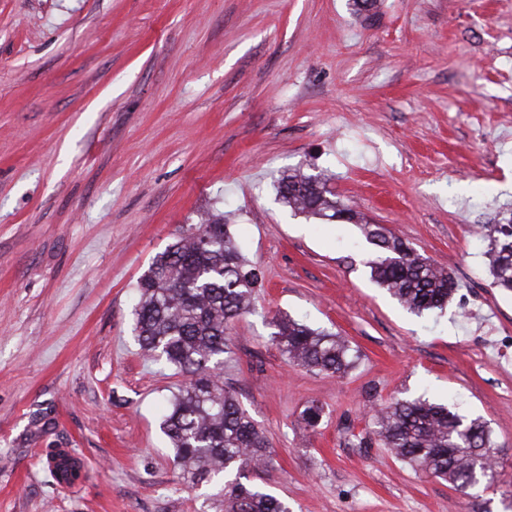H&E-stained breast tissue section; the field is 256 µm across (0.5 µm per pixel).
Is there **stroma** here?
<instances>
[{
	"label": "stroma",
	"instance_id": "stroma-1",
	"mask_svg": "<svg viewBox=\"0 0 512 512\" xmlns=\"http://www.w3.org/2000/svg\"><path fill=\"white\" fill-rule=\"evenodd\" d=\"M298 167L445 267L448 306L410 313L359 225L284 207ZM509 209L512 0H0V512H224L160 429L185 375L133 332L153 257L213 214L262 277L220 371L273 453L245 484L290 512H512V293L488 269ZM280 316L353 367L289 364ZM416 397L486 423L496 482L383 448L370 407ZM47 466L51 475L58 482L70 483L80 476V465L77 461L62 454L50 455Z\"/></svg>",
	"mask_w": 512,
	"mask_h": 512
}]
</instances>
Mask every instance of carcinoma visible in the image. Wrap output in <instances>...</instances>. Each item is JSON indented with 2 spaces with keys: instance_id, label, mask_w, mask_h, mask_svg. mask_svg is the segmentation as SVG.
Wrapping results in <instances>:
<instances>
[{
  "instance_id": "carcinoma-1",
  "label": "carcinoma",
  "mask_w": 512,
  "mask_h": 512,
  "mask_svg": "<svg viewBox=\"0 0 512 512\" xmlns=\"http://www.w3.org/2000/svg\"><path fill=\"white\" fill-rule=\"evenodd\" d=\"M277 193L286 206L308 217L359 223L357 213L319 173H285L277 180ZM364 230L374 246L367 267L375 283L418 316L448 305L457 284L446 269L377 225L366 223ZM496 232L489 250L492 284L512 291V218ZM259 282L228 225L209 218L157 255L138 282V344L154 362L187 376L163 431L176 464L197 485H215L232 473L272 462L264 433L215 380L216 371L231 358L227 336L254 310ZM273 326L272 340L296 365L341 376L352 364L350 349L332 333L277 317ZM371 426L384 447L416 472L445 478L459 489L481 469L482 478H497L488 467L494 448L485 423L460 414L452 404L395 399L378 405ZM47 466L59 482L80 476L77 461L62 454L50 456ZM222 491L224 512H289L284 501L253 486L236 482Z\"/></svg>"
}]
</instances>
